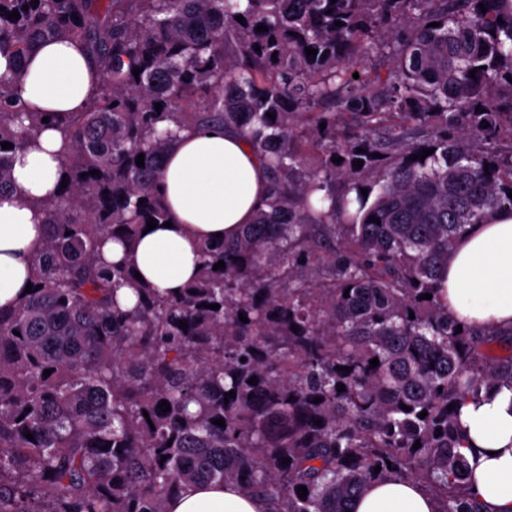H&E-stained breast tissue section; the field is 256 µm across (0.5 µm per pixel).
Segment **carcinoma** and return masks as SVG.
Instances as JSON below:
<instances>
[{
	"mask_svg": "<svg viewBox=\"0 0 512 512\" xmlns=\"http://www.w3.org/2000/svg\"><path fill=\"white\" fill-rule=\"evenodd\" d=\"M58 38L100 66L60 117L17 93ZM0 56V194L45 117L69 174L42 203L40 289L0 311V512H166L214 482L266 512H353L387 476L481 512L461 408L512 390V326L457 332L441 285L466 227L512 210V0H0ZM208 123L264 163L267 209L164 294L101 249L168 221L163 155Z\"/></svg>",
	"mask_w": 512,
	"mask_h": 512,
	"instance_id": "obj_1",
	"label": "carcinoma"
}]
</instances>
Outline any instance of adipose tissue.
<instances>
[{"label": "adipose tissue", "instance_id": "ef3b65f1", "mask_svg": "<svg viewBox=\"0 0 512 512\" xmlns=\"http://www.w3.org/2000/svg\"><path fill=\"white\" fill-rule=\"evenodd\" d=\"M99 69L80 43L54 39L38 44L22 65V100L39 112H80L97 94ZM65 142L45 129L38 145L17 154L14 187L0 195V309H15L33 280L32 261L46 234L42 199L62 190ZM169 225L141 235L127 251L115 241L102 247L108 261H126L162 292L194 275L197 245L236 236L264 209L269 181L264 164L242 137L220 125L181 131L169 146L161 172ZM448 312L481 328L512 324V211L468 227L448 253ZM462 423L481 453L470 481L471 498L484 512H512V391L492 392L463 407ZM266 505L232 484L188 486L166 503V512H264ZM435 498L418 484L386 477L372 483L355 512H436Z\"/></svg>", "mask_w": 512, "mask_h": 512}]
</instances>
